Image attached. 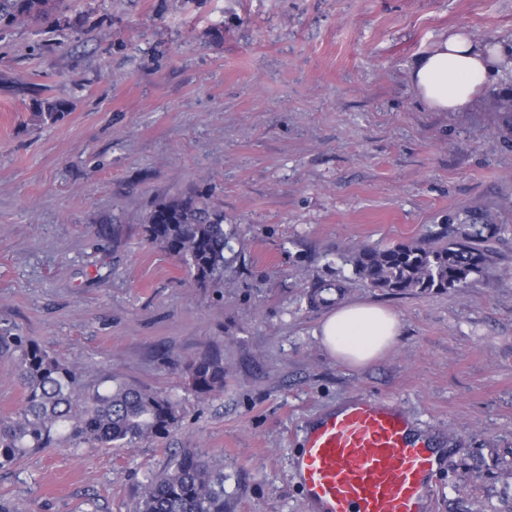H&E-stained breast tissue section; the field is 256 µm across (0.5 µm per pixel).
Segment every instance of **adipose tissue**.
<instances>
[{"instance_id": "obj_1", "label": "adipose tissue", "mask_w": 512, "mask_h": 512, "mask_svg": "<svg viewBox=\"0 0 512 512\" xmlns=\"http://www.w3.org/2000/svg\"><path fill=\"white\" fill-rule=\"evenodd\" d=\"M512 66L500 44L477 40L467 27L440 35L409 70V82L433 112L467 111L494 74ZM397 316L371 302L340 303L321 323L318 335L336 361L362 367L380 358L396 341Z\"/></svg>"}]
</instances>
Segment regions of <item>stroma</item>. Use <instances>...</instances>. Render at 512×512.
I'll return each mask as SVG.
<instances>
[{"label":"stroma","mask_w":512,"mask_h":512,"mask_svg":"<svg viewBox=\"0 0 512 512\" xmlns=\"http://www.w3.org/2000/svg\"><path fill=\"white\" fill-rule=\"evenodd\" d=\"M512 47V0H65L0 34V328L175 401L168 434L31 452L0 469L13 512H139L149 474L191 451L224 471V512H306L307 422L354 396L398 403L447 449L433 512H512V94L428 110L408 72L444 30ZM65 118L39 123L40 101ZM203 194L233 229L224 280L193 287L145 218ZM485 213L494 264L465 288L390 294L364 246ZM390 308L396 345L354 368L316 336L337 302ZM216 354L224 389L190 390ZM0 352V418L21 407Z\"/></svg>","instance_id":"35a3bbf8"}]
</instances>
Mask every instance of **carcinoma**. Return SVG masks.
<instances>
[{"instance_id": "obj_1", "label": "carcinoma", "mask_w": 512, "mask_h": 512, "mask_svg": "<svg viewBox=\"0 0 512 512\" xmlns=\"http://www.w3.org/2000/svg\"><path fill=\"white\" fill-rule=\"evenodd\" d=\"M23 17L34 22L56 19V0H0V27ZM36 116L44 124H55L65 117V108L44 100ZM496 230L488 216L474 213L454 226L441 245L364 247L349 262L358 278L391 294L464 288L493 262L486 242ZM145 232L181 260L197 287L223 280L233 232L225 231L224 210L209 199L178 196L158 203L146 217ZM0 349L19 352L25 390L19 412L0 420V466L63 439L75 450L125 448L164 435L177 423L175 403L144 389L117 384L81 391L76 369L6 329L0 331ZM185 370L199 395L224 387V364L218 357L197 358ZM140 512H224V474L187 452L168 470L148 478Z\"/></svg>"}]
</instances>
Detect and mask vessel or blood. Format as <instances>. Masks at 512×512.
Segmentation results:
<instances>
[{
	"label": "vessel or blood",
	"mask_w": 512,
	"mask_h": 512,
	"mask_svg": "<svg viewBox=\"0 0 512 512\" xmlns=\"http://www.w3.org/2000/svg\"><path fill=\"white\" fill-rule=\"evenodd\" d=\"M446 462L400 406L359 395L308 428L294 473L308 512H431Z\"/></svg>",
	"instance_id": "vessel-or-blood-1"
}]
</instances>
